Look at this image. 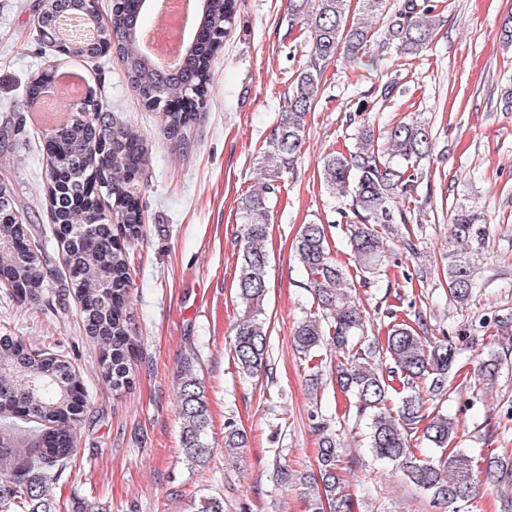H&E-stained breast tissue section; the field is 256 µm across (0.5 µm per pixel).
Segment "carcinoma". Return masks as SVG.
Returning <instances> with one entry per match:
<instances>
[{
  "instance_id": "carcinoma-1",
  "label": "carcinoma",
  "mask_w": 512,
  "mask_h": 512,
  "mask_svg": "<svg viewBox=\"0 0 512 512\" xmlns=\"http://www.w3.org/2000/svg\"><path fill=\"white\" fill-rule=\"evenodd\" d=\"M141 0H112L106 35L112 52L123 62L128 83L141 104L162 113L165 133L187 150L193 128L206 107L213 59L236 21L238 0H209L199 15L194 45L178 67L164 70L150 61L131 33L141 14ZM359 15L351 18V0H288L290 26L310 33V51L288 91V106L266 142L260 159L264 182L241 198L239 219L242 248L237 296L244 314L236 327L231 351L241 374L251 377L269 367V325L264 312L269 253V196L278 179L298 160L306 118L317 104L326 67L338 50L351 59L365 49L373 24L383 20L396 48L406 55L428 46L437 34L436 5L429 0H398L394 12L386 0H358ZM83 12L82 0H43L47 24L42 38L55 43L51 32L63 13ZM67 56L95 58L100 48L73 40L63 47ZM90 119L70 118L64 132L48 146L47 201L51 219L61 233L65 279L80 304L83 329L102 355V377L115 391L130 387L131 358L137 346L130 312V259L126 242L143 236L144 214L130 185L147 163L149 148L140 130L108 112L102 98L89 96ZM25 133L22 119L0 129V142L19 143ZM432 137L426 122H399L385 135L360 127L346 152L322 159L326 185L349 206L355 222L349 236L350 258L364 282L380 275L388 252L387 235H400L404 247L415 244L409 210L402 202L413 197L421 173L415 163L431 154ZM103 178L100 195H88V178ZM10 172L0 179V282L5 281L20 301L38 298L44 288L43 246L29 237L26 226L8 217L15 200L8 188ZM473 207L453 206L450 239L454 245L441 256L446 265L448 293L464 308L477 285L475 260L466 245L486 235ZM404 232H399L398 226ZM296 258L313 291L315 310L292 330L296 350L307 362H320L324 350L336 358L338 389L350 397L355 417L365 424L367 448L379 462L402 473L410 486L461 512L480 490L474 475L484 474L489 489L512 484V459L489 456L476 460L461 448L450 447L457 424L432 406L433 397L448 390L451 373L464 341L433 336L427 321L391 325L384 336L364 339L366 315L352 293L348 273L334 259L325 227L302 225L295 244ZM388 364H383V360ZM501 360L489 350L475 369L477 391L493 387ZM402 389H397V386ZM82 383L76 370L59 353L37 342L0 336V512L25 508L27 512H56L48 482L76 456L75 426L84 410ZM176 411L182 450L194 466L210 462L214 449L208 440L209 408L205 387L192 363L182 367L176 392ZM319 476L313 479L309 512H352L351 494L339 470L343 456L340 430L328 421L317 425ZM426 440L435 455L422 459L413 438ZM248 447L245 433L229 425L224 431V457L233 460ZM278 486L306 484V476L274 461Z\"/></svg>"
}]
</instances>
